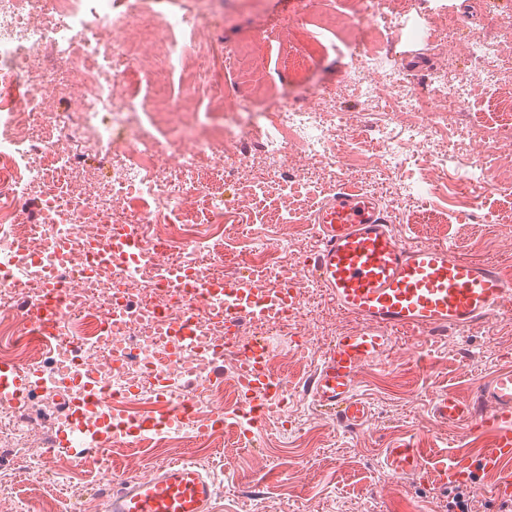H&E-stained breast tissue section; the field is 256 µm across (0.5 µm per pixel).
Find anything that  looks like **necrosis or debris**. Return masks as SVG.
Listing matches in <instances>:
<instances>
[{
	"instance_id": "1",
	"label": "necrosis or debris",
	"mask_w": 512,
	"mask_h": 512,
	"mask_svg": "<svg viewBox=\"0 0 512 512\" xmlns=\"http://www.w3.org/2000/svg\"><path fill=\"white\" fill-rule=\"evenodd\" d=\"M212 2L167 0L158 27L151 0H0V362L40 378L23 408L0 405V460L8 463L0 482L31 470L55 438L71 399L57 384L61 356L95 361L101 397L128 419L165 412L150 372L165 352L157 328L183 320L186 311L152 265L107 253L118 229L160 261L187 265L195 278L230 276L221 251L224 200L207 198V215L199 217L189 179L204 155L213 179L228 173L223 151L211 147L213 134L264 125L263 154L277 180L287 177L295 150L336 168L335 128L314 109L260 112L243 96L219 113L189 111L200 93L223 99L225 72L249 55L245 47L224 54L204 39ZM48 10L52 22L39 24ZM381 65L379 46H366L354 70L359 96L378 117L379 141L390 142L394 120L416 149L447 135L452 108L466 102L455 76L437 70L428 97L409 89L387 95L372 80ZM175 72L177 97L168 92ZM138 81L149 84L155 111H141L130 90ZM167 123L177 147L163 156L154 132ZM91 239L98 252H89ZM61 246L84 258L87 272L59 263ZM287 252L279 243L259 253L263 288L301 276L300 261H284ZM52 293L63 320L46 332L25 310ZM236 369L233 354L214 362L186 348L182 363L167 367L169 387L191 390L194 423L207 428L198 435L191 426L171 428L154 446L177 448L191 438L212 447L221 431L216 418L241 399Z\"/></svg>"
}]
</instances>
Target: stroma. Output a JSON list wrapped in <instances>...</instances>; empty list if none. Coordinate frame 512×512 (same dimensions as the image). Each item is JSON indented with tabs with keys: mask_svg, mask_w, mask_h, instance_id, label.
<instances>
[{
	"mask_svg": "<svg viewBox=\"0 0 512 512\" xmlns=\"http://www.w3.org/2000/svg\"><path fill=\"white\" fill-rule=\"evenodd\" d=\"M390 25L383 44L395 85L431 92L430 78L440 68L469 85L468 103L454 119L456 151L442 176L443 187L431 194L396 196L395 189L416 181L426 164L401 141L391 148L402 164L384 169L373 158L383 146L374 136L376 117L359 98L352 83L355 67L349 43L369 30L371 21L357 12L354 0H217L216 22L209 35L225 50L251 44L248 64L257 73L251 85L239 84L228 73L229 97L251 96L261 104L269 95L283 96L293 109H306L312 98L326 99L344 112L336 130L337 178L301 157L293 159L289 182H271L252 189L261 171L253 159L267 137L254 128L235 154L240 176L224 180V208L236 215L224 237V251L243 272L255 248L272 243L280 233L283 214L302 219L340 188L374 192L392 206V227L404 244L429 243L419 214H442V243L463 258L490 261L512 276V192L490 191L471 200L457 199L448 189L465 173L478 129L491 125L490 98L512 91V0H386ZM497 36L498 52L487 62L498 74L487 83L475 74L461 47L482 29ZM322 48L308 54L312 39ZM405 335H398L393 356L359 374L358 390L372 407L370 426L348 433L312 407L303 383L319 365L329 344L320 338L299 352L288 369V412L268 420L249 439L227 436L223 445L199 448L188 443L172 449L173 459H192L214 477L216 512H440L450 493L440 478L443 463L467 459L490 447L492 434L476 429L467 443L456 440V429L435 412L438 394L470 399L481 379L512 364V322L493 318L471 330L421 337L408 353ZM409 440L423 448L425 465L416 473L393 475L384 465V451ZM98 470L72 468L48 475L64 512H83L76 490L92 492Z\"/></svg>",
	"mask_w": 512,
	"mask_h": 512,
	"instance_id": "1",
	"label": "stroma"
}]
</instances>
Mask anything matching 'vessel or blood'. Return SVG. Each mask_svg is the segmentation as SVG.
Here are the masks:
<instances>
[{
	"instance_id": "vessel-or-blood-1",
	"label": "vessel or blood",
	"mask_w": 512,
	"mask_h": 512,
	"mask_svg": "<svg viewBox=\"0 0 512 512\" xmlns=\"http://www.w3.org/2000/svg\"><path fill=\"white\" fill-rule=\"evenodd\" d=\"M313 223L320 248L304 276L324 288L340 311L361 323L354 333L338 336L328 346L304 386L314 405L342 430L353 432L368 425L371 407L356 392L358 373L390 356L395 333L444 336L452 329H476L512 309V279L504 277L496 265L463 259L443 244H403L375 195L340 191L319 205ZM179 294L190 311L223 300L224 341L200 340L188 321L165 325L171 360H178L186 345L198 346L211 356L227 347L237 351L242 362L240 420L248 429L260 428L286 384L267 367L268 344L248 335L243 324L282 309H299L297 285L267 292L247 272L221 284L183 288ZM92 371L89 363H67L63 385L74 398L47 457L64 452L79 465L97 466L113 433L138 441L191 416L193 397L187 394L163 417L128 423L124 416L100 407ZM32 389L30 373L0 363V404L21 405ZM436 411L459 426L461 437L478 427L490 428L494 435L493 445L466 463L452 461L444 466L445 485L477 491L484 473L512 466V367L483 379L471 400L439 395ZM421 462V449L405 442L385 451V463L395 474L416 472ZM215 493L213 477L184 459L133 483L118 479L107 512H213Z\"/></svg>"
}]
</instances>
